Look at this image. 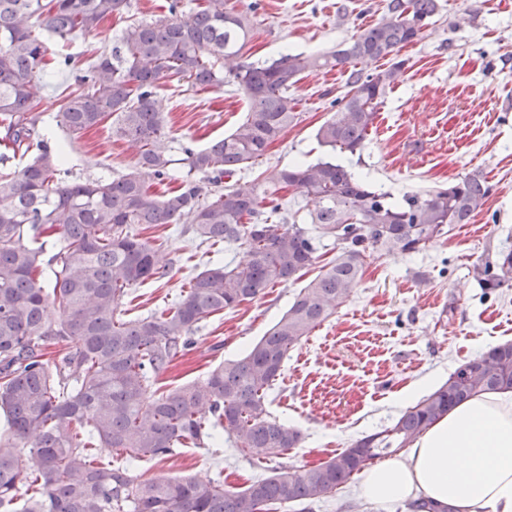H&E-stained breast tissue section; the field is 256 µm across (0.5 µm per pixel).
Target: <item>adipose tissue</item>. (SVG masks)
Here are the masks:
<instances>
[{"label": "adipose tissue", "mask_w": 512, "mask_h": 512, "mask_svg": "<svg viewBox=\"0 0 512 512\" xmlns=\"http://www.w3.org/2000/svg\"><path fill=\"white\" fill-rule=\"evenodd\" d=\"M358 497L432 502L451 512H512V390L460 403L403 457L365 469Z\"/></svg>", "instance_id": "ef3b65f1"}]
</instances>
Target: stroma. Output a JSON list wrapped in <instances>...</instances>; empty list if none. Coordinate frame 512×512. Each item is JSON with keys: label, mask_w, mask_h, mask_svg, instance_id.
<instances>
[{"label": "stroma", "mask_w": 512, "mask_h": 512, "mask_svg": "<svg viewBox=\"0 0 512 512\" xmlns=\"http://www.w3.org/2000/svg\"><path fill=\"white\" fill-rule=\"evenodd\" d=\"M169 0H131L124 18L108 19L72 44L50 43L49 58L71 56L67 67L47 66L40 128L50 145L65 153L63 177L111 180L129 172L137 146L115 136L111 122L74 136L56 115L75 87L81 68L119 45L135 21L164 20ZM252 9L254 30L247 61L281 53L329 49L349 40L358 27L377 22L386 0H230ZM441 8L423 36L404 47L407 68L388 92L364 150L338 155L339 163L392 197L445 186L470 172L492 186L483 210L467 224L451 226L416 254H373L359 288L327 321L293 348L268 394L277 418L301 431L297 448L268 460H251L225 438L206 447L178 449L163 459L140 460L143 479L192 476L221 480L225 488L247 486L273 468L310 467L357 439L390 426L404 411L414 386L443 384L462 363L512 341V288L483 294L471 270L486 256L512 249V0H440ZM341 72L302 75L291 92L298 101L295 125L258 163L226 177V184L263 178L275 168L312 163L327 152L316 139L331 116L330 103L343 96ZM175 143L172 177L153 185L155 194L173 188L187 172L182 147H207L231 133L248 103L229 84L193 89L170 81L155 91ZM159 239L157 262L165 278L133 288L119 308L134 319L171 304L192 276L209 263L239 259L224 245H199L190 223L148 232ZM299 283L266 289L253 301L204 322L184 357L154 383L163 392L205 378L229 359L242 357L287 310ZM278 512H409L405 503L371 506L351 486L322 501Z\"/></svg>", "instance_id": "obj_1"}]
</instances>
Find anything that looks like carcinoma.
Returning <instances> with one entry per match:
<instances>
[{
    "mask_svg": "<svg viewBox=\"0 0 512 512\" xmlns=\"http://www.w3.org/2000/svg\"><path fill=\"white\" fill-rule=\"evenodd\" d=\"M228 2L203 0L186 14L181 0H170L167 19L128 25L121 45L89 65L57 114L59 125L76 135L110 119L115 134L139 145V153L132 169L111 181L68 183L60 177L63 155L38 131L48 40L68 44L106 19H121L130 0H0V144L23 156L35 151L22 167L0 170V411L12 430L0 437V512H252L257 500L272 509L313 503L370 461L407 447L462 401L512 389L507 342L460 365L390 427L318 465L281 466L241 490L218 480L130 474L137 460L198 447L216 432L258 461L297 447L300 432L273 416L266 399L288 351L360 285L368 250L416 253L444 228L482 211L491 191L483 175L472 173L394 202L330 160L276 169L262 184L222 186L224 176L264 156L296 122L290 90L307 71L347 74V91L332 101L336 112L316 138L333 151H362L406 65L399 50L422 37L440 8L438 0H386L378 22L334 50L256 63L243 60L252 21ZM380 59L387 67L358 69ZM162 80L199 89L232 83L248 112L223 139L200 150L182 148L188 168L182 185L157 197L149 181L166 178L172 164L167 120L154 100ZM194 173L211 176L214 189L202 192ZM289 187L317 203L308 228L278 216V196ZM266 201L271 208L263 211ZM185 216L200 242L233 246L240 260L198 272L159 313L119 318L129 290L165 276L154 245L137 229L178 224ZM325 238L336 243V256L323 263ZM45 264L53 267L50 285L42 278ZM313 268L318 273L244 356L200 381L148 394L151 382L191 348L201 323ZM472 274L488 292L509 285L512 252L486 257ZM51 306L61 313L56 323L46 318ZM51 346L58 357H47ZM204 408L212 420L202 419ZM93 439L128 453L127 464L94 466ZM20 441L29 445V469L21 463ZM18 500L22 506L12 508Z\"/></svg>",
    "mask_w": 512,
    "mask_h": 512,
    "instance_id": "1",
    "label": "carcinoma"
}]
</instances>
